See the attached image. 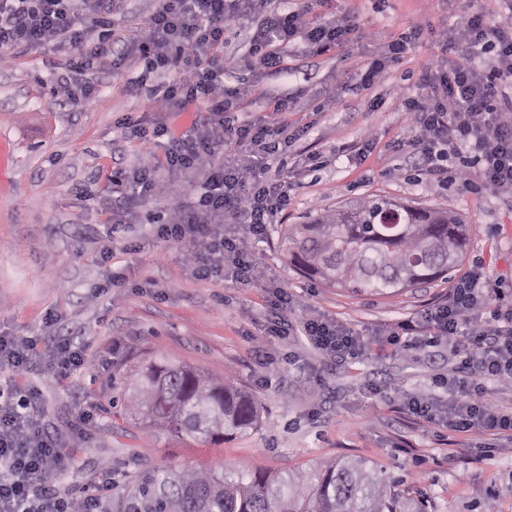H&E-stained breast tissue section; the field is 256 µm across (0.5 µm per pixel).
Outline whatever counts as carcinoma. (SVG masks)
<instances>
[{
	"instance_id": "obj_1",
	"label": "carcinoma",
	"mask_w": 512,
	"mask_h": 512,
	"mask_svg": "<svg viewBox=\"0 0 512 512\" xmlns=\"http://www.w3.org/2000/svg\"><path fill=\"white\" fill-rule=\"evenodd\" d=\"M466 232L446 209L373 195L282 225L280 245L296 269L326 286L392 296L458 267ZM135 380L129 416L166 434L218 443L261 423L251 394L189 366L152 363ZM399 486L382 483L361 459L283 475L144 464L112 492L110 512H426Z\"/></svg>"
}]
</instances>
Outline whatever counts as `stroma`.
Listing matches in <instances>:
<instances>
[{
  "mask_svg": "<svg viewBox=\"0 0 512 512\" xmlns=\"http://www.w3.org/2000/svg\"><path fill=\"white\" fill-rule=\"evenodd\" d=\"M470 1L493 20L508 17L500 0H389L380 13L369 0H330L326 15H358L355 43L323 54L296 49L281 72H258L268 99L290 93L296 106L269 116L287 123L292 137L288 151L265 168L287 186V208L270 216L260 241L232 215L224 217L225 232L259 262L246 284L195 279L183 260L186 245L158 238L150 222L166 212L172 196L143 197L133 182L109 180L112 170L133 171L148 156L122 118L183 129L194 120L193 109L147 111L128 92L127 73L107 64L80 76L92 94L57 98L67 55L50 45L11 51L0 67V334L40 337L47 353L68 339L82 348L85 362L65 375L46 360L26 371L2 368L0 380L33 394L32 411L59 444L64 476L51 487L58 498L107 504L113 487L141 464L284 473L362 458L386 482L425 493L427 512H512V432L488 431L474 441L407 406L419 394L447 405L437 380L464 379L447 341L402 353L382 343L385 334L445 301L474 267L512 293V195L472 190L450 178L436 182L393 150L412 134L398 110L400 97L420 92L423 68L440 53L441 32L461 22ZM419 20L428 23L422 47L374 86L354 90L366 56ZM329 97L335 108L320 111ZM368 132L373 146L366 151ZM311 154L322 157L320 167H306ZM375 194L457 212L468 226L461 265L423 287L378 296L325 287L285 260L281 225ZM116 205L126 209L125 226L111 240L104 221ZM130 241L140 244L139 252L126 250ZM116 270L128 287H109ZM279 290L291 299L284 338L266 332L277 316L272 300ZM317 316L359 334L369 347L356 355L325 354L298 330L302 319ZM154 361L186 364L249 391L261 406L260 427L200 444L135 425L114 401ZM478 446L491 456L477 458Z\"/></svg>",
  "mask_w": 512,
  "mask_h": 512,
  "instance_id": "1",
  "label": "stroma"
}]
</instances>
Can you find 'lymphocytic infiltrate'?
<instances>
[{
    "instance_id": "obj_1",
    "label": "lymphocytic infiltrate",
    "mask_w": 512,
    "mask_h": 512,
    "mask_svg": "<svg viewBox=\"0 0 512 512\" xmlns=\"http://www.w3.org/2000/svg\"><path fill=\"white\" fill-rule=\"evenodd\" d=\"M328 0H297L288 8L258 14L255 0H155L136 40L141 64L129 87L142 94L150 111L180 112L194 108L195 122L181 133L166 125L133 121L138 139L148 143L147 162L132 174L142 193L156 196L169 186L159 170L174 168L199 175L190 200L175 199L155 227L158 238L190 247L186 261L195 278H228L245 283L256 275L255 256L236 239L225 236L224 216L233 214L253 237H263L270 215L288 203L281 183L263 179L265 159L283 154L288 139L282 127L267 120L270 112L292 111L284 96L266 101L258 83L229 86L224 82V24L257 17L241 58L253 70L277 73L291 46L319 52L349 46L359 26L354 14L324 19ZM127 0H0V48L34 50L46 44L61 48L74 72L92 68L119 42L116 18ZM421 26L414 25L384 44L365 62L360 88L373 86L393 64L419 45ZM442 49L448 62L429 63L420 76L424 93L401 97L398 108L414 129L396 142L434 176L444 161L463 154L468 164L456 178L469 184L479 178L488 190L512 192V25L467 10L446 34ZM172 73L168 82L159 77ZM258 109L241 110L244 96ZM228 144L238 153L219 166L208 164L216 146ZM499 294L483 269L470 271L455 284L447 300L389 332L385 342L397 350L411 348L410 338L426 328L431 340L448 339L464 368L474 377L442 381L449 395L448 426L470 437L489 430L512 432V411L496 406L482 378L512 383V305L492 307ZM304 335L327 353L353 354L365 348L363 338L334 322L311 318ZM61 462L57 442L44 435L35 413L19 407L15 395L0 394V512H71L50 491Z\"/></svg>"
}]
</instances>
